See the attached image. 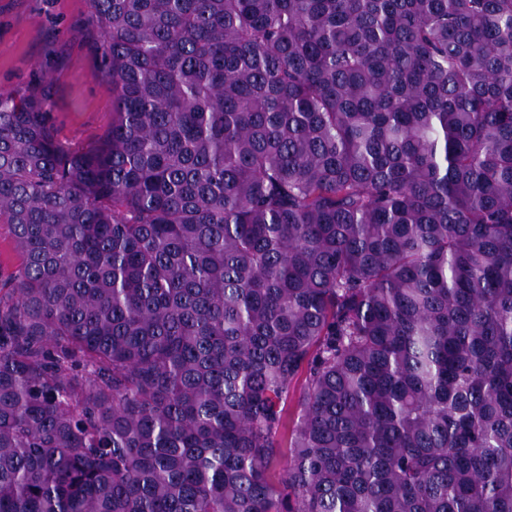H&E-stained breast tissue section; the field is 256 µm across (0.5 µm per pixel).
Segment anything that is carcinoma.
<instances>
[{"mask_svg": "<svg viewBox=\"0 0 512 512\" xmlns=\"http://www.w3.org/2000/svg\"><path fill=\"white\" fill-rule=\"evenodd\" d=\"M89 4L101 142L0 92V512H512V0Z\"/></svg>", "mask_w": 512, "mask_h": 512, "instance_id": "cac0c4a2", "label": "carcinoma"}]
</instances>
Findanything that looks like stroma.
<instances>
[{"label":"stroma","instance_id":"obj_1","mask_svg":"<svg viewBox=\"0 0 512 512\" xmlns=\"http://www.w3.org/2000/svg\"><path fill=\"white\" fill-rule=\"evenodd\" d=\"M88 0H0V91L48 88L61 143L82 148L112 126V86L99 73Z\"/></svg>","mask_w":512,"mask_h":512}]
</instances>
